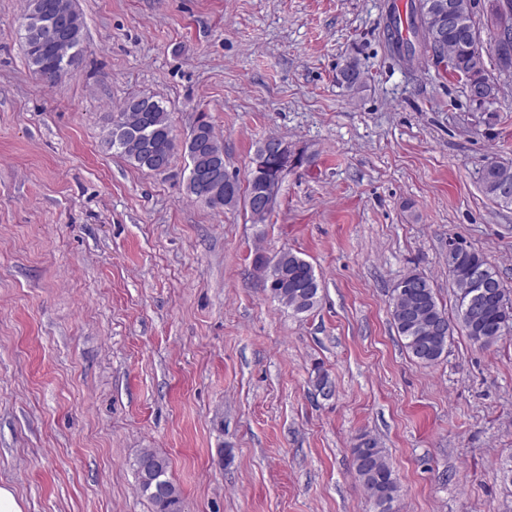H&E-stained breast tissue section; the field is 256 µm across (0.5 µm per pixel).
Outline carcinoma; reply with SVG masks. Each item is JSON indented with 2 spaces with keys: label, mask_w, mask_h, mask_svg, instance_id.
<instances>
[{
  "label": "carcinoma",
  "mask_w": 512,
  "mask_h": 512,
  "mask_svg": "<svg viewBox=\"0 0 512 512\" xmlns=\"http://www.w3.org/2000/svg\"><path fill=\"white\" fill-rule=\"evenodd\" d=\"M445 0H419L423 20L437 40L440 62L465 92L478 85L482 88V100L471 99L476 109L490 110L497 100L499 85L488 72L484 56L471 50L472 42L481 41L480 31L474 19L471 0H451L460 15L462 27L443 25L439 21V5ZM508 8L491 13L495 28L494 43L502 36L512 34V0H505ZM71 14L69 33L59 39H42L43 22L57 13ZM27 35L23 36L25 53L33 73L44 84H59L67 72L78 63L81 54L83 18L75 7L74 0H27V11L23 17ZM367 75L356 59L346 61L336 74V83L348 92H357L366 84ZM176 135L171 113L150 94L145 100L133 97L126 102L118 116L112 119L108 144L118 150L128 161L139 168L158 171L156 162L165 160L172 164L177 154ZM184 154L189 158L187 192L204 200L211 208L222 210L247 201L252 192V183L246 187L236 184L238 196L224 200V192H214L213 186L198 178L208 165L213 154L224 155V148L216 138L212 125L201 116L197 120L196 134L183 144ZM479 181L483 192L497 205L512 207V165L489 161L481 170ZM458 264L450 274L456 288L458 320L469 339L481 348L497 343L503 336L512 334V314H504L492 302L478 312L466 308L462 296L469 277V267L486 261L481 254L466 247L455 245ZM284 274L279 278L269 275L265 257L258 253L254 268L260 273L270 296L293 314L313 311L319 306L320 283L312 264L300 253L291 249L281 250ZM393 325L409 354L421 365L436 364L448 353V341L453 330L444 335L431 331L434 321L446 320L447 313L440 304L433 286L426 288H395L390 296ZM353 465L358 480L377 512H392V503L397 498L398 483L379 442L373 437H363L351 448ZM135 471L138 489L152 503L154 512H183L181 493L169 478L170 463L167 457L151 448H144L137 456Z\"/></svg>",
  "instance_id": "obj_1"
}]
</instances>
